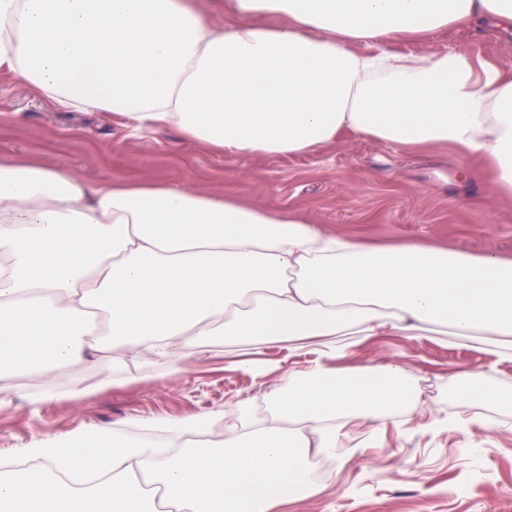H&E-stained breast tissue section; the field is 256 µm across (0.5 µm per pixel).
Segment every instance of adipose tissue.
Instances as JSON below:
<instances>
[{
    "label": "adipose tissue",
    "mask_w": 512,
    "mask_h": 512,
    "mask_svg": "<svg viewBox=\"0 0 512 512\" xmlns=\"http://www.w3.org/2000/svg\"><path fill=\"white\" fill-rule=\"evenodd\" d=\"M0 0V74L63 109L118 115L126 137L172 129L236 158L300 156L344 131L402 149L446 143L512 194V67L388 43L449 27L512 29V0ZM381 334L448 337L512 363V260L399 240L384 248L162 182L91 185L66 166L0 158V408L22 378L227 346L265 393L189 418L133 417L24 444L0 464V512H272L316 484L308 458L349 456L357 421L427 412L402 360L353 365ZM285 349L283 363L262 350ZM444 430L498 428L500 391L450 376Z\"/></svg>",
    "instance_id": "1"
}]
</instances>
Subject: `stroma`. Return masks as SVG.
Masks as SVG:
<instances>
[{
    "mask_svg": "<svg viewBox=\"0 0 512 512\" xmlns=\"http://www.w3.org/2000/svg\"><path fill=\"white\" fill-rule=\"evenodd\" d=\"M404 53L455 51L512 64V31L479 35L453 27L421 42H399ZM23 155L63 164L87 183L170 182L221 193L270 210L295 209L327 230L384 247L398 240L427 241L469 254L495 251L512 259V197L486 196L487 181L472 160L451 146L404 150L345 132L302 156L227 159L182 143L168 130L128 139L111 113L54 108L19 82L0 78V156ZM400 359L433 409L450 413L457 399L450 373H481L497 385L501 419L512 417V363H494L478 351L437 336H377L356 348L352 363ZM138 382L100 387L104 372L62 370L59 386L80 381L93 393L74 403L58 399L0 409V460L45 434L79 426H118L132 417L182 418L253 399L267 416L265 392L281 373L256 382L232 366L228 354L199 355L180 370L145 362ZM358 452L334 461L315 495L278 512H512V429L468 424L448 432L414 417L352 427Z\"/></svg>",
    "mask_w": 512,
    "mask_h": 512,
    "instance_id": "stroma-1",
    "label": "stroma"
}]
</instances>
